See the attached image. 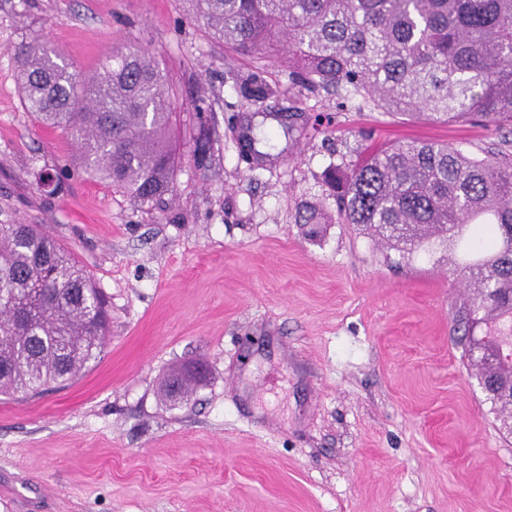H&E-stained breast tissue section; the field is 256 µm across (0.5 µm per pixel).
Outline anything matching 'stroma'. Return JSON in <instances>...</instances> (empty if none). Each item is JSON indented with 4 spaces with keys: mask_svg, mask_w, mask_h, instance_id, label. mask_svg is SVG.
Listing matches in <instances>:
<instances>
[{
    "mask_svg": "<svg viewBox=\"0 0 512 512\" xmlns=\"http://www.w3.org/2000/svg\"><path fill=\"white\" fill-rule=\"evenodd\" d=\"M36 41L84 75L117 49L154 55L177 101L171 194L143 205L89 180L26 111ZM404 139L512 160V128L296 87L183 0H0V210L70 250L112 311L72 384L0 399V512H512V435L459 342L462 249L404 257L295 221L305 202L335 214L328 166ZM198 362L191 395L166 397Z\"/></svg>",
    "mask_w": 512,
    "mask_h": 512,
    "instance_id": "1",
    "label": "stroma"
}]
</instances>
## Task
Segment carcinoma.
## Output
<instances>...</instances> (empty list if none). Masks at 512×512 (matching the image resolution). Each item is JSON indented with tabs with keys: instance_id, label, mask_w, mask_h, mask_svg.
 Wrapping results in <instances>:
<instances>
[{
	"instance_id": "cac0c4a2",
	"label": "carcinoma",
	"mask_w": 512,
	"mask_h": 512,
	"mask_svg": "<svg viewBox=\"0 0 512 512\" xmlns=\"http://www.w3.org/2000/svg\"><path fill=\"white\" fill-rule=\"evenodd\" d=\"M239 54L288 39L302 86L368 97L388 112L512 125V0H185ZM26 110L70 135L79 168L142 204L173 192L175 107L154 57L132 48L83 81L47 45L22 52ZM336 223L411 254L471 228L462 265L468 365L512 434V163L446 144L398 141L329 166ZM300 224H322L314 205ZM112 315L90 273L37 224L0 223V394L66 386L102 352Z\"/></svg>"
}]
</instances>
